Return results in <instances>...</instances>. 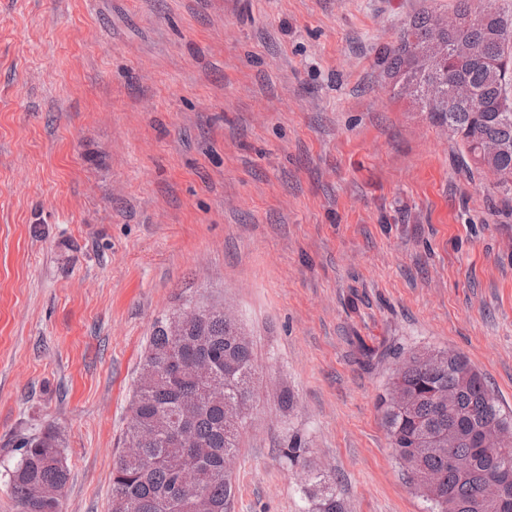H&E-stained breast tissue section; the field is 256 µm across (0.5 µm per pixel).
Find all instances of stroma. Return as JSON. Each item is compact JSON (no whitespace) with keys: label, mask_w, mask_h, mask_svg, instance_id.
Instances as JSON below:
<instances>
[{"label":"stroma","mask_w":512,"mask_h":512,"mask_svg":"<svg viewBox=\"0 0 512 512\" xmlns=\"http://www.w3.org/2000/svg\"><path fill=\"white\" fill-rule=\"evenodd\" d=\"M453 4L0 0V462L54 427L63 512H109L154 322L213 306L256 365L233 512L319 475L429 512L377 407L403 358L466 356L512 417V194L377 63Z\"/></svg>","instance_id":"35a3bbf8"}]
</instances>
